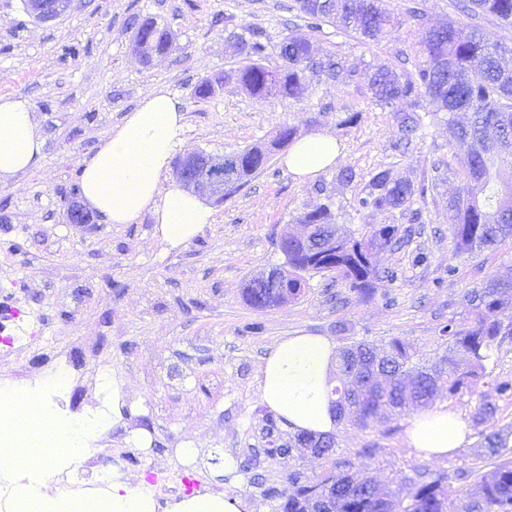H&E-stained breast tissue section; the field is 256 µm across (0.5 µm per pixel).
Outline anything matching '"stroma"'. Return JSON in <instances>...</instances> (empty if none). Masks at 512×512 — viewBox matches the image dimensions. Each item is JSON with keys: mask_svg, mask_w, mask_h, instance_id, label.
Segmentation results:
<instances>
[{"mask_svg": "<svg viewBox=\"0 0 512 512\" xmlns=\"http://www.w3.org/2000/svg\"><path fill=\"white\" fill-rule=\"evenodd\" d=\"M228 14L238 27L265 28L264 64L272 70L283 64V38L303 24L295 0H76L73 10L47 23L35 21L22 0H0V95L28 99L45 137L42 168L0 186V296L9 295L26 314L30 336L19 356H0V386L22 374L39 384L46 355L68 352L82 376L77 396L84 411L101 409L112 381L127 393L131 414L103 447L133 448L136 428L152 438L133 456L129 481L175 475L184 466L177 449L192 448L193 475L212 493L224 494L221 473L234 463L241 512H278L279 501L267 497V489H287L295 471L320 477L344 458H362L380 485L403 498L410 492L405 478L420 467L448 473L449 498L474 493V483L453 474L481 466L475 440L445 457L419 456L406 443V412L367 428L341 420L329 459L276 454L292 432L261 402L254 377L277 341L313 334L342 347L400 336L420 358L434 359L443 351L444 325L471 323L467 293L489 277L512 275V240L473 256L453 255L448 200L462 182L452 172L419 200L425 221L416 225L412 243L379 254L380 266L397 270L399 278L378 283L373 298L359 297L333 275L310 273L299 299L252 308L243 290L252 277L284 265L276 241L300 212L332 200L337 223L359 237L375 224H406L398 210L357 209L372 171L390 165L420 183L432 178L434 162H453L455 151L442 121L405 154L392 151L394 111L376 106L361 84L318 82L295 100L254 97L229 81L197 99L200 81L245 64L229 46ZM148 17L175 35L174 50L150 64L132 42ZM417 39L405 24L369 46L327 25L314 44L364 69L393 62L396 51L412 50ZM158 86L185 104V141L177 155L267 144L284 125L300 137L332 135L344 155L316 180L302 182L280 164L281 150H272L265 170L244 187L224 200L208 199L212 223L176 250L158 240L147 215L133 224H108L97 214L87 224L68 223L71 190L85 161ZM352 112L358 123L345 124ZM344 167L355 170L353 183L337 180ZM318 183L326 195L316 194Z\"/></svg>", "mask_w": 512, "mask_h": 512, "instance_id": "obj_1", "label": "stroma"}]
</instances>
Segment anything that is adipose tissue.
<instances>
[{
	"mask_svg": "<svg viewBox=\"0 0 512 512\" xmlns=\"http://www.w3.org/2000/svg\"><path fill=\"white\" fill-rule=\"evenodd\" d=\"M185 129L184 102L155 88L126 112L84 164V203L109 224H133L150 215L156 236L168 249L185 246L213 217L202 198L166 178ZM44 149L29 100L0 96V183L39 170ZM341 155L335 138L307 135L292 144L282 163L307 180L335 166ZM335 358L336 345L329 337H285L263 357L255 390L293 431L331 434L338 428L328 397ZM467 433L460 414L431 407L412 415L406 440L419 455L438 458L461 447ZM88 446L85 431L71 426L68 418L48 417L33 395H21L18 409L0 423V481L10 485L18 512H156L152 496L120 474L113 475L110 493L99 499L79 501L52 490L47 461L59 453L69 458L85 454Z\"/></svg>",
	"mask_w": 512,
	"mask_h": 512,
	"instance_id": "ef3b65f1",
	"label": "adipose tissue"
}]
</instances>
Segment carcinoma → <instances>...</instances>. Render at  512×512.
<instances>
[{"instance_id": "cac0c4a2", "label": "carcinoma", "mask_w": 512, "mask_h": 512, "mask_svg": "<svg viewBox=\"0 0 512 512\" xmlns=\"http://www.w3.org/2000/svg\"><path fill=\"white\" fill-rule=\"evenodd\" d=\"M400 16L389 8L388 0H299L304 28L284 38L280 70L266 68L262 60L268 48L266 33L257 27L244 28L234 47L248 64L225 79L235 80L257 97L302 98L314 81L349 85L358 81L359 71L339 56L319 58L312 38L323 26L333 25L356 34L365 44L381 41L388 31L407 23L418 33L414 55L401 50L397 63L380 65L372 73L367 91L376 105L389 107L403 102L406 109L395 113L398 150L426 135V129L441 113L448 114V143L461 152V173L465 184L448 201L456 223L452 242L457 255L479 254L512 239V183L503 182L501 172L512 170V48L493 40L478 25H464L450 18L430 24L425 0H410ZM457 10L469 17L490 16L501 25H512V0H457ZM153 36L152 49L163 52L173 47L169 30L146 19L139 26ZM268 146L257 143L240 152L242 166L234 173L237 186L263 171L269 157ZM412 180L402 178L388 167L374 171L356 205L362 210H401L409 213L412 224L422 223V210L414 207L423 194ZM298 224L314 225V234L325 233L335 224L329 207L323 205L296 217ZM412 228L399 224H375L361 238L336 224V236L324 240L315 253L288 246V283L281 294L293 302L306 288L305 274L334 272L350 289L364 298L374 294L375 284L392 281L397 274L375 262L380 251L407 245ZM273 285L253 278L245 288V299L255 309L271 303ZM475 321L466 328L448 323L442 329L444 354L429 366L415 358L411 345L395 336L378 347L355 342L338 350L336 381L331 403L344 413L351 393L358 404L348 418L363 428L384 424L410 406L429 407L437 397L452 399L473 391L489 376L486 363L508 336L507 326L498 313L512 308V277H491L481 288L467 293ZM384 351L383 368L388 373L385 386L370 376L372 354ZM512 395V382L490 384L482 394L476 421L495 411L492 399ZM477 447L492 469L478 475L477 494L471 498L448 499L444 484L449 475L423 469L407 478L412 485L408 500L377 488L367 467L344 460L322 477L312 480L294 473L288 477V490L281 494V512H311L316 501L328 496L333 512H512V430L478 433ZM286 448H319L322 456L333 454L332 437L314 438L297 433Z\"/></svg>"}]
</instances>
